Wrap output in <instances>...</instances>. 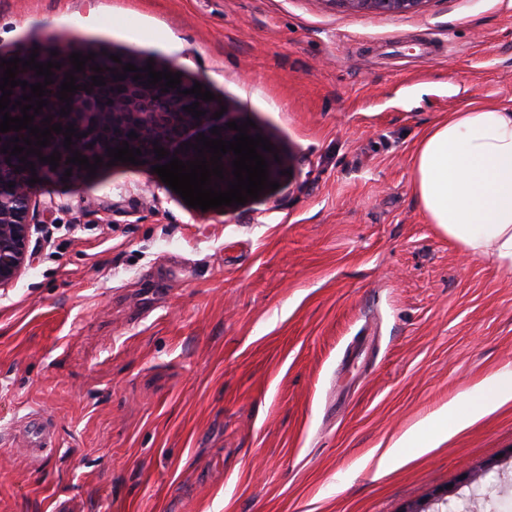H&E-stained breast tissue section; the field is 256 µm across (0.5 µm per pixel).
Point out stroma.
Segmentation results:
<instances>
[{
	"label": "stroma",
	"mask_w": 512,
	"mask_h": 512,
	"mask_svg": "<svg viewBox=\"0 0 512 512\" xmlns=\"http://www.w3.org/2000/svg\"><path fill=\"white\" fill-rule=\"evenodd\" d=\"M177 66L269 139L276 190L189 207L141 165L37 185L0 290V512H462L512 502V403L436 448L367 454L512 367V270L461 254L411 187L422 133L512 106V0H0V60ZM359 12L405 13L413 11L422 0H336ZM19 435L13 437L11 446L23 447L29 454L41 457L47 448H54V435L37 418V414L22 421ZM29 430H26V428Z\"/></svg>",
	"instance_id": "1"
}]
</instances>
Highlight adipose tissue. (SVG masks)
<instances>
[{
	"instance_id": "ef3b65f1",
	"label": "adipose tissue",
	"mask_w": 512,
	"mask_h": 512,
	"mask_svg": "<svg viewBox=\"0 0 512 512\" xmlns=\"http://www.w3.org/2000/svg\"><path fill=\"white\" fill-rule=\"evenodd\" d=\"M411 169L428 223L466 255L512 270V107L479 104L449 113L422 135ZM510 402L506 368L412 425L378 465H395L403 448L435 447Z\"/></svg>"
}]
</instances>
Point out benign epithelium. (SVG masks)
Instances as JSON below:
<instances>
[{
	"label": "benign epithelium",
	"mask_w": 512,
	"mask_h": 512,
	"mask_svg": "<svg viewBox=\"0 0 512 512\" xmlns=\"http://www.w3.org/2000/svg\"><path fill=\"white\" fill-rule=\"evenodd\" d=\"M338 2L359 12L371 13H405L413 11L423 0H338ZM131 63L139 71L126 73L124 79L115 81L111 73L102 70H91V62H86L85 69L77 73L76 84L86 85L91 92L82 89L69 94L72 98L66 104L56 97L63 80L58 70L53 68L52 79L55 83L46 86L50 93L43 96L49 104L42 108L41 114L34 116L33 125L43 129L47 124L43 120L50 116L51 123H59L66 128L74 125L79 138H72L70 147L64 146L63 134L51 133L48 148L61 153L59 166H64L66 158L77 151L88 157L89 163H94V156L102 160L108 159L107 144L112 147H121L128 142L129 148H138L142 155L139 161H146V166L152 168L164 165L173 157L186 162L194 159L196 150L183 149L188 143H195V138L202 133L215 139L222 138L230 141L238 131L231 130L226 123L234 121L233 114L225 112L218 118L213 114L220 111V107L212 101H199V109L204 115L196 118L181 108L179 103L180 88L187 85L183 80L180 86L171 89V98L165 103H159L155 90L146 88L143 82L148 79V72L144 71L145 63L133 54L121 57V62L114 63V69L123 70V66ZM100 74L105 77L106 85H92L91 77ZM139 74L142 79L134 80ZM69 105V115L60 116L62 107ZM220 128V135L211 133V129ZM136 133L130 138L128 134ZM19 137L21 139L32 137L28 130L17 132L11 130L0 132V289L11 287L24 273L31 256L30 244L32 229L30 223V202L34 193V185L29 180L36 177L41 180L53 178V174L46 168L38 167L32 171L16 170L11 153H3L1 149L8 144V140ZM160 146L169 152L163 159H157L154 146Z\"/></svg>",
	"instance_id": "7a95c632"
}]
</instances>
